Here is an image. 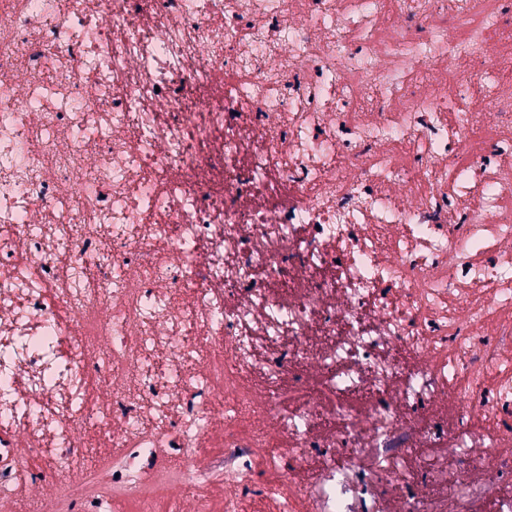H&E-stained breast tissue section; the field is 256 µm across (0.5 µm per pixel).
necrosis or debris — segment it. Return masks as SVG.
Returning <instances> with one entry per match:
<instances>
[{
    "label": "necrosis or debris",
    "instance_id": "necrosis-or-debris-1",
    "mask_svg": "<svg viewBox=\"0 0 512 512\" xmlns=\"http://www.w3.org/2000/svg\"><path fill=\"white\" fill-rule=\"evenodd\" d=\"M509 70L512 0H0V496L512 512Z\"/></svg>",
    "mask_w": 512,
    "mask_h": 512
}]
</instances>
